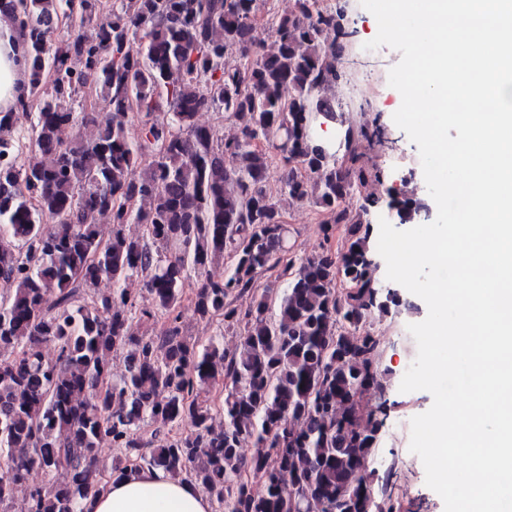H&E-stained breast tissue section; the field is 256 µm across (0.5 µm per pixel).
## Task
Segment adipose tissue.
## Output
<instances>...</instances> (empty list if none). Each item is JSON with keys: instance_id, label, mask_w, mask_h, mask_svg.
<instances>
[{"instance_id": "1", "label": "adipose tissue", "mask_w": 512, "mask_h": 512, "mask_svg": "<svg viewBox=\"0 0 512 512\" xmlns=\"http://www.w3.org/2000/svg\"><path fill=\"white\" fill-rule=\"evenodd\" d=\"M16 35L0 23V112H12L27 88L16 61ZM81 512H212L209 497L192 482L163 471H130L102 485L80 504Z\"/></svg>"}]
</instances>
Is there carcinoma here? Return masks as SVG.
<instances>
[{
	"instance_id": "cac0c4a2",
	"label": "carcinoma",
	"mask_w": 512,
	"mask_h": 512,
	"mask_svg": "<svg viewBox=\"0 0 512 512\" xmlns=\"http://www.w3.org/2000/svg\"><path fill=\"white\" fill-rule=\"evenodd\" d=\"M73 9L79 23L61 39L59 20ZM257 10V0H0V19L22 35L29 94L18 109L30 115L19 130L16 113L0 112V279L13 285L0 299L3 512L33 470L43 482L18 512H80L104 483V441L120 452L112 474L161 469L203 489L218 512H380L393 501L396 470L367 481L386 402L368 410L358 400L386 388L381 340L367 329L391 303L372 259L379 198L362 194L383 174L362 147L387 131L347 125L340 157L315 134L320 117L343 122L330 93L354 45L343 11L294 0L291 12L267 15V44L255 35ZM88 70L99 75L103 122L73 107ZM210 111L235 119L238 135L199 124ZM79 124L92 136L73 135ZM275 157L280 194L314 203L324 236L349 225L344 252L324 247L281 265L290 228L266 186ZM356 193L358 207L345 206ZM388 196L406 223L423 209ZM95 212L112 218L107 239L88 221ZM127 224L145 235H127ZM226 257L228 273L203 282L192 309L239 336L232 351L179 326L185 279ZM275 269L286 288L256 294ZM135 278L151 304L129 288ZM103 280L112 291L96 292ZM250 292V308L233 306ZM162 318V334H149ZM118 350L125 371L114 377ZM216 385L224 398L214 408L200 394Z\"/></svg>"
}]
</instances>
